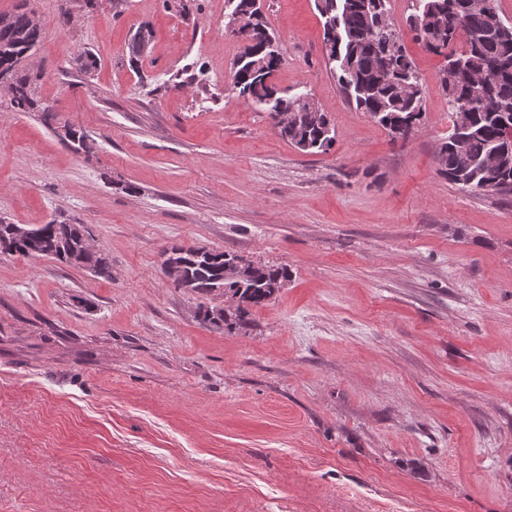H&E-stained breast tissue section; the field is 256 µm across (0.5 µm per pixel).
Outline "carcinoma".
Instances as JSON below:
<instances>
[{
  "label": "carcinoma",
  "mask_w": 512,
  "mask_h": 512,
  "mask_svg": "<svg viewBox=\"0 0 512 512\" xmlns=\"http://www.w3.org/2000/svg\"><path fill=\"white\" fill-rule=\"evenodd\" d=\"M324 19L323 42L333 43L341 60L333 72L347 101L374 118L389 134L412 130L424 116V89L416 67L395 25L386 19L389 0H314ZM472 0H412L407 23L428 52L445 59L438 76L448 99L450 127L437 154L443 156L439 172L449 182L474 193L512 194V173L484 167L494 147L512 139V24L501 29L488 13L471 7ZM243 49L234 63L233 84L240 96L263 109L296 113L294 124L280 136L294 146L304 143L308 154L324 153L335 141V130L326 114L310 118L301 98L283 94L269 78L281 62L276 37L270 32L262 6L238 0ZM41 37L28 13L10 15L0 27V81L10 86L11 105L21 112L48 111L33 97L31 76L23 61ZM0 219V255L50 258L60 264L92 270L111 277V261L103 251L84 252L87 227L69 226L72 248L81 262L62 254L54 223L31 227L26 239L13 237ZM191 291L206 299H224V329L249 326L250 310L264 306L288 280L284 266L254 264L229 251H214L197 259L181 254Z\"/></svg>",
  "instance_id": "cac0c4a2"
}]
</instances>
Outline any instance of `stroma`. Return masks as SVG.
I'll list each match as a JSON object with an SVG mask.
<instances>
[{
	"mask_svg": "<svg viewBox=\"0 0 512 512\" xmlns=\"http://www.w3.org/2000/svg\"><path fill=\"white\" fill-rule=\"evenodd\" d=\"M262 4L274 82L327 113V152L234 89L227 0H0L42 21L23 67L47 106L0 87V217L85 224L112 263L0 255V512H512V194L439 174L444 59L409 0L405 138L345 100L314 0ZM175 244L288 283L225 332L165 275Z\"/></svg>",
	"mask_w": 512,
	"mask_h": 512,
	"instance_id": "35a3bbf8",
	"label": "stroma"
}]
</instances>
